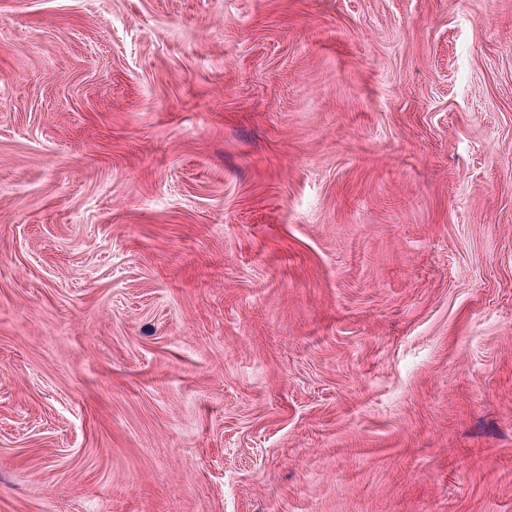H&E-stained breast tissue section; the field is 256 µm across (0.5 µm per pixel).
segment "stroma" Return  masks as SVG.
<instances>
[{
    "label": "stroma",
    "mask_w": 512,
    "mask_h": 512,
    "mask_svg": "<svg viewBox=\"0 0 512 512\" xmlns=\"http://www.w3.org/2000/svg\"><path fill=\"white\" fill-rule=\"evenodd\" d=\"M0 512H512V0H0Z\"/></svg>",
    "instance_id": "obj_1"
}]
</instances>
